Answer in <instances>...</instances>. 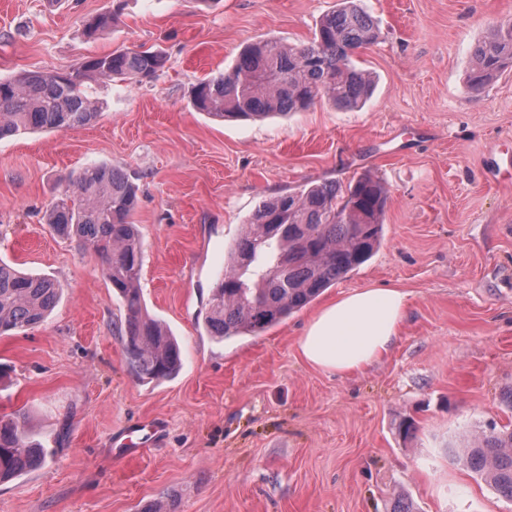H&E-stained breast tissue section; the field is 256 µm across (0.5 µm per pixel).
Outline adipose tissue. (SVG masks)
Instances as JSON below:
<instances>
[{
	"label": "adipose tissue",
	"instance_id": "1",
	"mask_svg": "<svg viewBox=\"0 0 512 512\" xmlns=\"http://www.w3.org/2000/svg\"><path fill=\"white\" fill-rule=\"evenodd\" d=\"M407 292L385 286L358 288L319 309L298 341L302 358L326 373L350 377L382 360L398 338Z\"/></svg>",
	"mask_w": 512,
	"mask_h": 512
}]
</instances>
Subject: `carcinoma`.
<instances>
[{"label": "carcinoma", "instance_id": "carcinoma-1", "mask_svg": "<svg viewBox=\"0 0 512 512\" xmlns=\"http://www.w3.org/2000/svg\"><path fill=\"white\" fill-rule=\"evenodd\" d=\"M112 20L110 13L99 14L85 31L93 36ZM378 36L375 19L355 0H343L320 19L307 44L263 40L244 47L230 70L195 86L193 105L221 120L303 112L324 98L338 108H356L371 96L373 80L354 54L374 45ZM163 66V56L148 48L118 50L86 57L65 77L25 71L0 79V139L28 130L89 125L100 112L86 96L85 82L150 80ZM509 69L512 31L499 25L474 49L468 90L485 88ZM387 201L384 185L362 174L345 187L324 180L261 202L213 289L207 331L220 340L257 336L355 271L379 243ZM136 205V188L124 171L91 165L71 176L46 223L58 237L98 253L106 277L123 299L129 369L139 381H161L178 371L181 349L168 329L146 313L136 288L142 268ZM62 291L53 279L0 261V336L40 325ZM24 425L21 410L0 418V483L45 460ZM462 461L497 494L512 500V428L473 435Z\"/></svg>", "mask_w": 512, "mask_h": 512}]
</instances>
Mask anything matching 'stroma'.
Listing matches in <instances>:
<instances>
[{
    "label": "stroma",
    "instance_id": "obj_1",
    "mask_svg": "<svg viewBox=\"0 0 512 512\" xmlns=\"http://www.w3.org/2000/svg\"><path fill=\"white\" fill-rule=\"evenodd\" d=\"M338 2L121 0L91 39L85 20L112 0H0L2 79L117 49L165 57L153 80L91 84V125L0 139V260L64 287L44 323L0 338V416L23 409L46 453L0 484V512H391L400 496L414 512H512L460 460L471 433L512 425V71L478 94L466 84L512 0H361L379 38L358 54L376 83L360 108L221 121L191 104L245 46L307 42ZM94 164L138 188V286L182 345L173 379L134 378L100 258L44 221ZM363 173L389 195L371 259L260 335L208 336L212 289L253 210ZM374 284L409 294L389 354L345 378L309 366L308 319Z\"/></svg>",
    "mask_w": 512,
    "mask_h": 512
}]
</instances>
